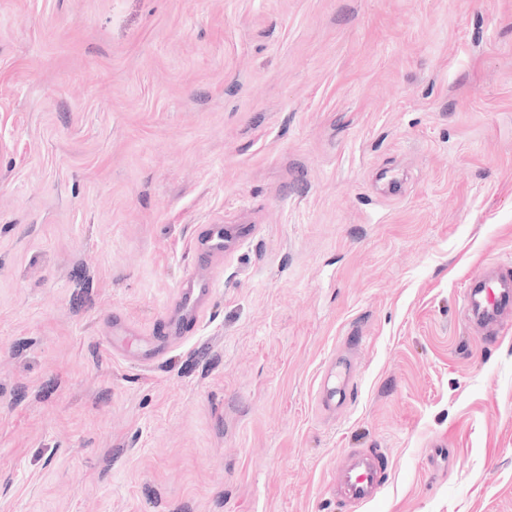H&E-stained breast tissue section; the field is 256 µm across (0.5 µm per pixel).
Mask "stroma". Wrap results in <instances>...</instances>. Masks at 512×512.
<instances>
[{"instance_id":"1","label":"stroma","mask_w":512,"mask_h":512,"mask_svg":"<svg viewBox=\"0 0 512 512\" xmlns=\"http://www.w3.org/2000/svg\"><path fill=\"white\" fill-rule=\"evenodd\" d=\"M207 224L251 232L204 265ZM492 262L512 0H0V512H512V316L462 304ZM191 267L198 331L140 366ZM352 381L353 375L347 361L331 358L323 370L319 384L322 406L336 410V406L346 400ZM382 457L352 453L336 466V483L348 500L366 503L381 492Z\"/></svg>"}]
</instances>
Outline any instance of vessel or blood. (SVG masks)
<instances>
[{"instance_id": "b4317fda", "label": "vessel or blood", "mask_w": 512, "mask_h": 512, "mask_svg": "<svg viewBox=\"0 0 512 512\" xmlns=\"http://www.w3.org/2000/svg\"><path fill=\"white\" fill-rule=\"evenodd\" d=\"M228 242L224 227L210 225L197 236L196 249L207 262L223 259ZM213 288L209 277L189 271L182 280L161 333L147 336L138 353L142 364L153 365L164 360L172 345L186 340L190 330L199 326L206 299ZM462 301L470 326L484 336L500 332L504 317L512 314V268L491 263L466 284ZM353 375L346 360L331 358L322 373L319 394L324 408L333 409L344 402ZM382 458L377 454L353 453L336 467V483L348 500L366 503L381 492Z\"/></svg>"}]
</instances>
